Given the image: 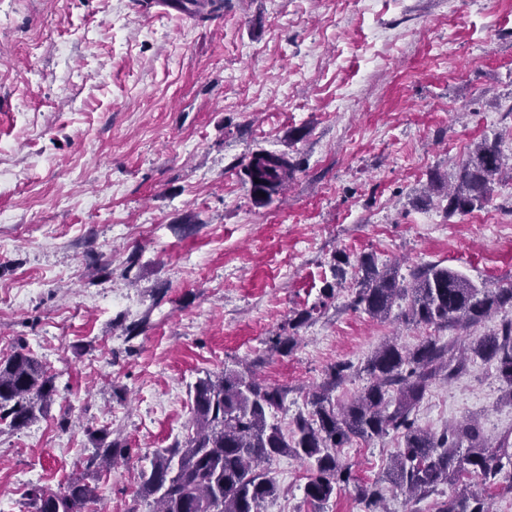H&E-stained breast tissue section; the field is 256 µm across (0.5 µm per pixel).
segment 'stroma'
Returning a JSON list of instances; mask_svg holds the SVG:
<instances>
[{"mask_svg":"<svg viewBox=\"0 0 512 512\" xmlns=\"http://www.w3.org/2000/svg\"><path fill=\"white\" fill-rule=\"evenodd\" d=\"M481 140L512 160V0H224L206 19L176 0H0V353L29 350L56 389L28 427L0 425V512L76 473L104 512H147L139 475L187 438L206 376L253 365L287 388L286 430L336 362L355 367L341 404L389 338L411 349L436 334L460 351L500 328L511 310L438 331L398 306L375 319L349 305L368 253L405 277L438 262L512 284V180L443 212ZM261 150L296 164L265 204L242 175ZM278 335L295 336L290 354L271 350ZM506 390L475 357L412 415L430 433L478 422L494 448L512 436ZM102 429L130 460L99 475L84 462ZM398 443L341 454L372 483ZM263 471L280 494L260 512H367L351 488L306 500L294 457Z\"/></svg>","mask_w":512,"mask_h":512,"instance_id":"stroma-1","label":"stroma"}]
</instances>
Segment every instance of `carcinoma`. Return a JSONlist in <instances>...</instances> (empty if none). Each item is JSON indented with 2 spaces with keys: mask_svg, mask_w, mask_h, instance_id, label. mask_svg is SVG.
I'll list each match as a JSON object with an SVG mask.
<instances>
[{
  "mask_svg": "<svg viewBox=\"0 0 512 512\" xmlns=\"http://www.w3.org/2000/svg\"><path fill=\"white\" fill-rule=\"evenodd\" d=\"M504 166L496 145L474 143L448 188L447 213H466L487 202ZM294 171L288 153L261 151L251 156L243 175L255 184L256 199L266 201L284 190ZM256 179L260 183H254ZM358 266L361 277L351 306L372 317H384L394 304L406 300L407 325L439 329L475 326L506 307L512 309V285L477 286L438 264L417 267L406 282L396 269L378 267L370 254L361 256ZM470 351L495 362L499 376L512 388V319L477 338ZM448 352L435 336L412 350L387 342L366 361L368 385L340 406L331 392L351 375L352 364H334L327 381L308 394L310 412L297 416L287 435L271 420L283 407L286 390L265 383L248 367L201 379L194 389L192 433L184 442L155 453L150 471L140 472L137 497L154 503L152 512H260L261 504L278 492L262 466L278 456L292 455L312 471L304 488L306 499L322 505L355 481L339 449L355 439L391 433L401 438V444L391 458L390 479L410 499L440 484L455 486L465 473L491 482L505 466L512 467V452L502 448L488 453L479 425L468 423L436 435L417 427L410 417L433 379L464 368L467 356L450 358ZM54 393L52 377L31 352L22 349L0 361V423L6 421L13 429L29 425ZM106 437L103 430L91 433L96 445L86 466L103 469L126 458L125 449L104 444ZM355 490L367 512H381L378 484L357 485ZM25 496L32 512H84L100 500L97 488L81 477L70 479L59 492L33 485ZM436 512H490V508L484 497L463 487L440 502Z\"/></svg>",
  "mask_w": 512,
  "mask_h": 512,
  "instance_id": "obj_1",
  "label": "carcinoma"
}]
</instances>
